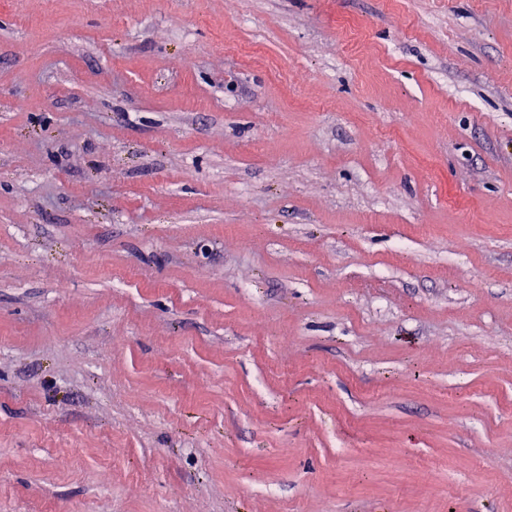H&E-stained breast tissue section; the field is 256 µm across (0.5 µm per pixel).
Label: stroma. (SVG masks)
Returning <instances> with one entry per match:
<instances>
[{"label":"stroma","instance_id":"1","mask_svg":"<svg viewBox=\"0 0 512 512\" xmlns=\"http://www.w3.org/2000/svg\"><path fill=\"white\" fill-rule=\"evenodd\" d=\"M0 512H512V0H0Z\"/></svg>","mask_w":512,"mask_h":512}]
</instances>
